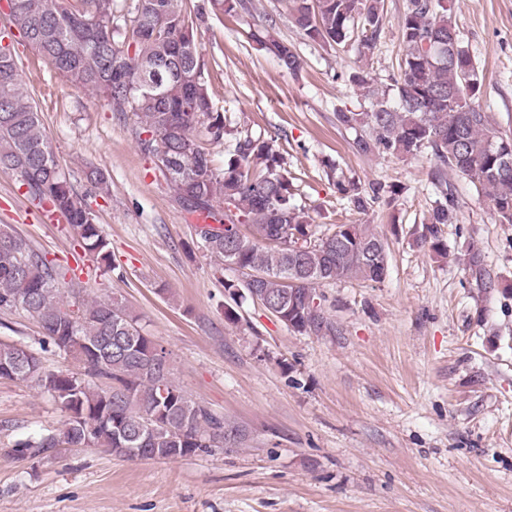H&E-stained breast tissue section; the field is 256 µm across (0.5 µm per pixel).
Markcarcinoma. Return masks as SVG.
Returning a JSON list of instances; mask_svg holds the SVG:
<instances>
[{
	"mask_svg": "<svg viewBox=\"0 0 512 512\" xmlns=\"http://www.w3.org/2000/svg\"><path fill=\"white\" fill-rule=\"evenodd\" d=\"M13 27L72 85L103 97L113 112L137 119L139 147L154 159L164 153L180 168L166 181L178 200L202 219L219 223L202 235L210 256L245 275L227 281L279 307L281 322L298 334L328 327L323 305L304 304L322 283L355 279L382 283L388 275V244L368 224H337L322 235L296 199L278 141L280 131L255 134L215 107L205 81L198 29L209 14L251 13L253 0H6ZM294 25L310 41L345 47L357 42L359 58L373 54L384 27V0H289ZM277 19L265 18L252 33L260 48L288 73L303 60L296 48L274 37ZM399 32L404 53L390 88L372 89L359 66L347 81L369 106L336 112L339 126L354 133L362 155L408 160L427 152L429 180L437 196L418 243L436 257L448 256L442 226L456 221L457 196L448 172L473 184L501 224H512V137L495 133L479 99L484 78L463 45L450 0H407ZM0 32V169L20 178L27 193L61 215L84 252L103 273L112 271L108 242L93 213L60 167L42 131L40 113L18 77L17 61ZM224 145V166H215L207 145ZM339 198L359 213L389 204L396 183L336 177ZM224 201V215L214 202ZM229 228H224V225ZM245 224L253 238L241 234ZM312 242L294 252L271 242L295 235ZM479 292L506 294L482 251L470 245L457 256ZM47 259L30 242L0 230V310L21 308L35 317L42 344L73 357L82 375L43 369L38 353L0 343V379L35 380L68 413L65 428L19 442L13 452L31 460L62 446L97 448L114 457L170 460L237 445L245 430L190 399L171 378L170 364L148 357L159 348L138 319L115 299L90 301L77 275ZM103 381L93 387L89 379ZM168 390L158 402L160 386ZM163 409L167 426L144 435L148 415Z\"/></svg>",
	"mask_w": 512,
	"mask_h": 512,
	"instance_id": "cac0c4a2",
	"label": "carcinoma"
}]
</instances>
